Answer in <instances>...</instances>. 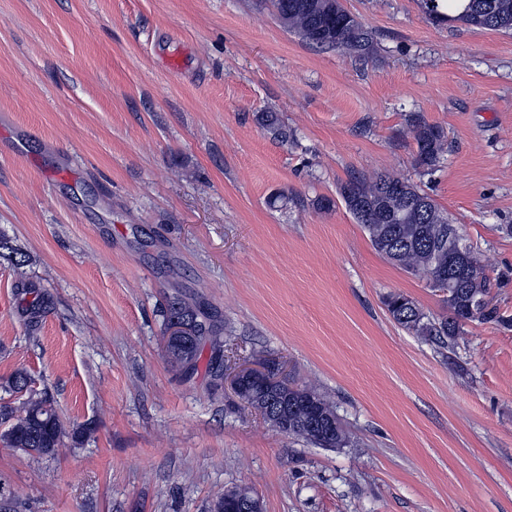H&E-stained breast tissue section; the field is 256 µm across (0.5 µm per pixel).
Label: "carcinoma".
<instances>
[{"label":"carcinoma","instance_id":"carcinoma-1","mask_svg":"<svg viewBox=\"0 0 512 512\" xmlns=\"http://www.w3.org/2000/svg\"><path fill=\"white\" fill-rule=\"evenodd\" d=\"M279 22L308 44L319 49L340 50L359 59L374 50V37L361 21L349 13L340 0H270ZM425 16L435 22H459L477 30L512 31V0H420ZM259 123L274 138H292L288 125L274 112L258 116ZM416 143L415 166L427 174L443 159L446 135L443 128L428 123L419 113L410 115ZM346 209L360 224L372 247L392 264L429 281L444 294L449 316L430 318L411 298L390 293L384 304L392 320L404 330L433 343L447 345L468 322H494L512 327V318L500 314L491 290L501 286L479 265L470 246L448 240L452 229L448 215L410 179L378 173L366 178L354 176L339 188ZM0 258L18 266L23 254L11 241L0 236ZM483 305H476L479 298ZM195 299L178 294L166 309L167 326L178 322L189 328L178 345H166L170 362H187L195 370L200 344L209 339L212 356L209 367L224 368V340L215 326L207 323ZM25 371L15 372L8 390L24 400L18 406L0 404V443L21 451L33 464L58 454L64 439H78L90 427L68 430L59 418L54 400L45 391L32 388ZM282 416L283 433L297 436L321 448H346V433L336 406L313 388L288 383V404Z\"/></svg>","mask_w":512,"mask_h":512}]
</instances>
